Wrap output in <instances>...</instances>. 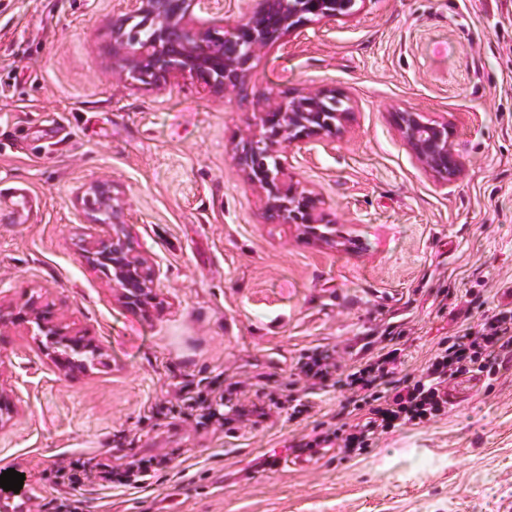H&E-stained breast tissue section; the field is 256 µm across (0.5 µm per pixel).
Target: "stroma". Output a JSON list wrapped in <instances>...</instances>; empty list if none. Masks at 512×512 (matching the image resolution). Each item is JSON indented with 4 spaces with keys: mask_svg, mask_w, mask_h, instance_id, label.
Masks as SVG:
<instances>
[{
    "mask_svg": "<svg viewBox=\"0 0 512 512\" xmlns=\"http://www.w3.org/2000/svg\"><path fill=\"white\" fill-rule=\"evenodd\" d=\"M123 0H0V299L40 292L104 361L47 364L0 330L19 413L0 428V468L24 473L30 512H54L60 461L116 466L167 455L142 490L86 483L87 512H512V363L446 415L362 455L303 449L287 411L226 428L159 415L195 386L241 383L244 407L288 390L328 420L340 386L296 370L316 348L337 366L400 331L404 372L512 290V0H362L262 53L244 90L211 98L190 77L135 87L112 73ZM331 87L354 103L335 148L294 164L325 198L336 243L270 223L234 161L265 97ZM419 110L454 124L465 168L441 188L393 121ZM108 178L138 251L160 270L148 314L124 310L80 253L106 232L83 186Z\"/></svg>",
    "mask_w": 512,
    "mask_h": 512,
    "instance_id": "1",
    "label": "stroma"
}]
</instances>
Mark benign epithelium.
Wrapping results in <instances>:
<instances>
[{
    "label": "benign epithelium",
    "mask_w": 512,
    "mask_h": 512,
    "mask_svg": "<svg viewBox=\"0 0 512 512\" xmlns=\"http://www.w3.org/2000/svg\"><path fill=\"white\" fill-rule=\"evenodd\" d=\"M240 20L225 28L204 25L201 15L224 14V0H126L125 12L112 18V72L131 85L159 86L184 77L196 79L210 96L245 86L258 53L314 21L349 19L359 0H247ZM152 23V40H129L128 27L137 19ZM351 99L330 88H315L286 101L267 97L259 121L235 145L234 159L245 181L260 196L265 214L319 244L336 242L335 220L327 203L292 176V157L309 154L312 146L336 144L347 132ZM399 135L417 164L441 187L464 175L453 148L448 118H433L406 109L394 113ZM93 224L112 231L84 240L82 259L107 274L113 296L131 311H146L155 299L156 266L136 250L133 230L123 221V202L112 183L97 180L81 191ZM21 327L44 360L71 372L87 370L81 354L96 345L37 297L21 306L0 304V329ZM0 428L17 415L18 407L1 379Z\"/></svg>",
    "instance_id": "obj_1"
}]
</instances>
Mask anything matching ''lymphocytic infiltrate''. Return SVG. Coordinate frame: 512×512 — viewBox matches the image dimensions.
Returning <instances> with one entry per match:
<instances>
[{
	"label": "lymphocytic infiltrate",
	"instance_id": "f902f5d3",
	"mask_svg": "<svg viewBox=\"0 0 512 512\" xmlns=\"http://www.w3.org/2000/svg\"><path fill=\"white\" fill-rule=\"evenodd\" d=\"M386 347L347 367L342 383L348 393V410L337 421L318 422L303 437L307 448L336 445L345 455H361L380 436L408 426H422L448 412L447 388L465 375L496 376L500 366L512 361V304L482 314L460 334L439 343L420 373L396 377L399 351L395 334H387ZM167 466L166 458L134 459L124 467L103 470L99 478L113 488L127 490L150 486ZM88 480L84 466L57 465L53 484L57 512H84L81 489Z\"/></svg>",
	"mask_w": 512,
	"mask_h": 512
}]
</instances>
